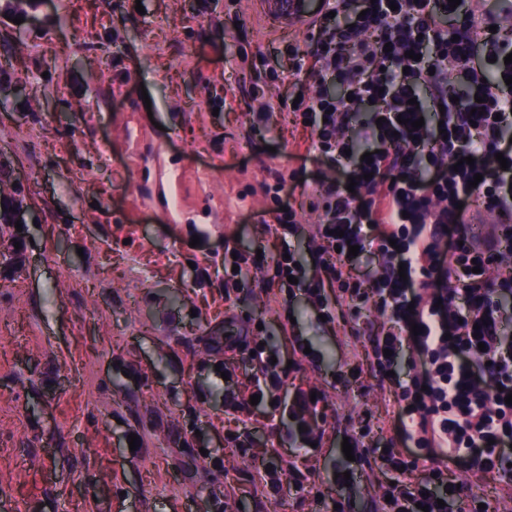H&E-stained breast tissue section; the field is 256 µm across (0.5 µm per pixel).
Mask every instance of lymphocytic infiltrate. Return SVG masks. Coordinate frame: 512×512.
<instances>
[{
    "instance_id": "lymphocytic-infiltrate-1",
    "label": "lymphocytic infiltrate",
    "mask_w": 512,
    "mask_h": 512,
    "mask_svg": "<svg viewBox=\"0 0 512 512\" xmlns=\"http://www.w3.org/2000/svg\"><path fill=\"white\" fill-rule=\"evenodd\" d=\"M319 13L315 52L290 50L295 71L313 78L293 114L311 130L310 151L356 186H305L320 213L317 270L278 253L269 282L283 289L297 278L321 302L332 287L353 318L371 305L385 316L367 338L379 386L398 407L399 435L379 455L397 475L381 509L442 512L464 494L449 464L501 473L512 462V277L485 274L512 243V39L473 35L476 17L448 0H322ZM452 66L464 77L454 88ZM469 203L495 216L490 244H476ZM352 244L378 257L373 281L354 274ZM247 334L251 391L274 398L288 374L256 325ZM402 358L409 370L399 376Z\"/></svg>"
}]
</instances>
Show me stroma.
Returning a JSON list of instances; mask_svg holds the SVG:
<instances>
[{
  "label": "stroma",
  "instance_id": "1",
  "mask_svg": "<svg viewBox=\"0 0 512 512\" xmlns=\"http://www.w3.org/2000/svg\"><path fill=\"white\" fill-rule=\"evenodd\" d=\"M316 38L261 0H0V207L25 218L0 222L20 245L0 263V512H325L339 497L378 512V461L346 460L342 442L366 421L385 444L396 409L348 367L366 339L346 308L320 319L301 290L275 304L260 263L225 319V246L284 243L265 229L263 184L283 176L298 208L287 243L317 253L302 183L338 173L299 155L310 133L277 107L311 81L289 46ZM256 89L275 105L264 128L248 112ZM245 315L292 363L280 398L319 394V445L285 413L271 430L269 404L247 422L228 410L236 386L216 367ZM301 345L311 358L298 363ZM270 466L279 486L261 481ZM452 476L488 512H512L498 475Z\"/></svg>",
  "mask_w": 512,
  "mask_h": 512
}]
</instances>
